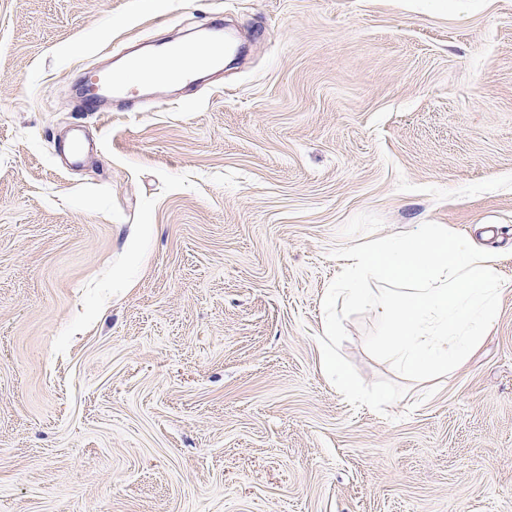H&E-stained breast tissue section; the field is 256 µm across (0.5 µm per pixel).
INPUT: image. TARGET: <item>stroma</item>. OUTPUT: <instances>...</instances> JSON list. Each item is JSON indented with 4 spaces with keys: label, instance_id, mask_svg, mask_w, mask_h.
I'll use <instances>...</instances> for the list:
<instances>
[{
    "label": "stroma",
    "instance_id": "stroma-1",
    "mask_svg": "<svg viewBox=\"0 0 512 512\" xmlns=\"http://www.w3.org/2000/svg\"><path fill=\"white\" fill-rule=\"evenodd\" d=\"M217 18L249 52L212 83L78 109ZM428 221L496 255L493 326L410 381L351 317L406 391L352 407L334 252ZM0 512H512V0H0Z\"/></svg>",
    "mask_w": 512,
    "mask_h": 512
}]
</instances>
